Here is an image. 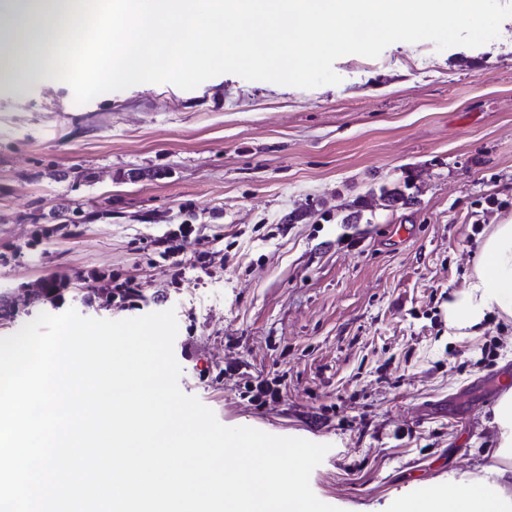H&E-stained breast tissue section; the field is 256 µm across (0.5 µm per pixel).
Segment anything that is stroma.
<instances>
[{"label": "stroma", "instance_id": "stroma-1", "mask_svg": "<svg viewBox=\"0 0 512 512\" xmlns=\"http://www.w3.org/2000/svg\"><path fill=\"white\" fill-rule=\"evenodd\" d=\"M511 217L512 0L277 74L212 45L146 87L0 86V338L43 312L174 309L181 390L223 425L328 445L310 484L342 512L489 478L512 318L459 338L447 308ZM93 272L136 296L85 302ZM276 376L278 399L242 397Z\"/></svg>", "mask_w": 512, "mask_h": 512}]
</instances>
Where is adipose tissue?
I'll return each instance as SVG.
<instances>
[{
  "label": "adipose tissue",
  "instance_id": "adipose-tissue-1",
  "mask_svg": "<svg viewBox=\"0 0 512 512\" xmlns=\"http://www.w3.org/2000/svg\"><path fill=\"white\" fill-rule=\"evenodd\" d=\"M102 0L101 22L87 21V0H0V84L14 88L37 78L65 73L66 60L78 45L92 84L131 80L150 84L162 71L188 73L190 55L201 46L220 43L224 60L243 64L262 58L279 72L284 55L296 66L315 62L324 44L352 47L348 34L360 16L375 18L397 39L414 38L427 24L455 28L461 18L477 15L482 0ZM135 16L131 26L124 16ZM512 317V219L494 225L479 240L474 272L448 301L453 335H475L487 313ZM492 493L482 483L462 492L438 491L418 503L416 512H501L512 493V387L499 399Z\"/></svg>",
  "mask_w": 512,
  "mask_h": 512
}]
</instances>
